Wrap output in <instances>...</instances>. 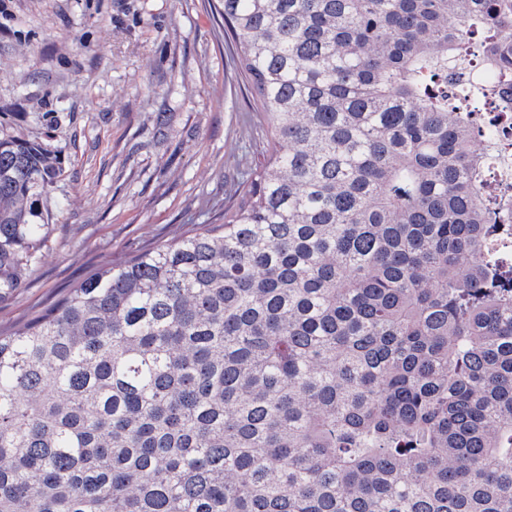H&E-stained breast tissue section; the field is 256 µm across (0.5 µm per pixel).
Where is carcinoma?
Masks as SVG:
<instances>
[{
    "label": "carcinoma",
    "instance_id": "1",
    "mask_svg": "<svg viewBox=\"0 0 512 512\" xmlns=\"http://www.w3.org/2000/svg\"><path fill=\"white\" fill-rule=\"evenodd\" d=\"M218 2L264 163L0 332V512H512V0ZM59 174L0 132V300ZM502 132L504 133L503 140L506 149L504 154H508L510 157L502 158V165L498 167L494 166L487 179L491 187H496L497 189L506 182L510 192L512 184V146H510L512 143V130L509 126H505Z\"/></svg>",
    "mask_w": 512,
    "mask_h": 512
}]
</instances>
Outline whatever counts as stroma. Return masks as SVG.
I'll use <instances>...</instances> for the list:
<instances>
[{
    "label": "stroma",
    "mask_w": 512,
    "mask_h": 512,
    "mask_svg": "<svg viewBox=\"0 0 512 512\" xmlns=\"http://www.w3.org/2000/svg\"><path fill=\"white\" fill-rule=\"evenodd\" d=\"M213 0H0V128L58 150L44 257L0 302L22 327L93 270L221 223L263 159Z\"/></svg>",
    "instance_id": "obj_1"
}]
</instances>
